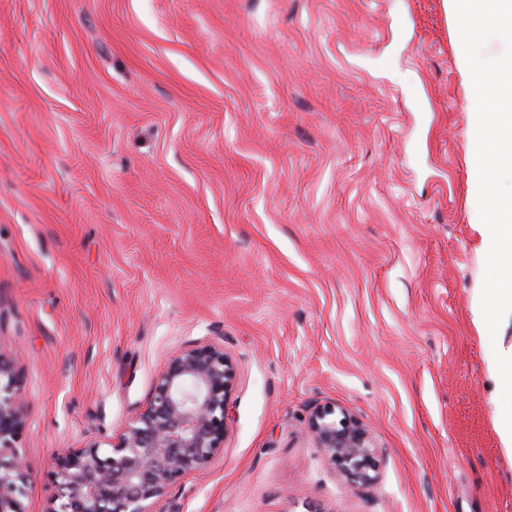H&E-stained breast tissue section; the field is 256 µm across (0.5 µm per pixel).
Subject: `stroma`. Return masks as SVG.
I'll list each match as a JSON object with an SVG mask.
<instances>
[{"label":"stroma","instance_id":"35a3bbf8","mask_svg":"<svg viewBox=\"0 0 512 512\" xmlns=\"http://www.w3.org/2000/svg\"><path fill=\"white\" fill-rule=\"evenodd\" d=\"M462 52L444 0H0L25 512L206 341L237 367L224 451L163 512H512ZM327 403L370 428V485L311 434Z\"/></svg>","mask_w":512,"mask_h":512}]
</instances>
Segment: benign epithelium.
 Returning <instances> with one entry per match:
<instances>
[{
  "instance_id": "7a95c632",
  "label": "benign epithelium",
  "mask_w": 512,
  "mask_h": 512,
  "mask_svg": "<svg viewBox=\"0 0 512 512\" xmlns=\"http://www.w3.org/2000/svg\"><path fill=\"white\" fill-rule=\"evenodd\" d=\"M0 512H24L18 499L24 465L12 454L24 429L10 363L0 358ZM236 365L224 346L199 342L171 356L153 394L124 431L109 442L90 441L54 455L55 492L44 512H159L177 479L204 470L224 450L228 400ZM309 429L329 461L355 486L378 468L366 424L336 405L315 408Z\"/></svg>"
}]
</instances>
